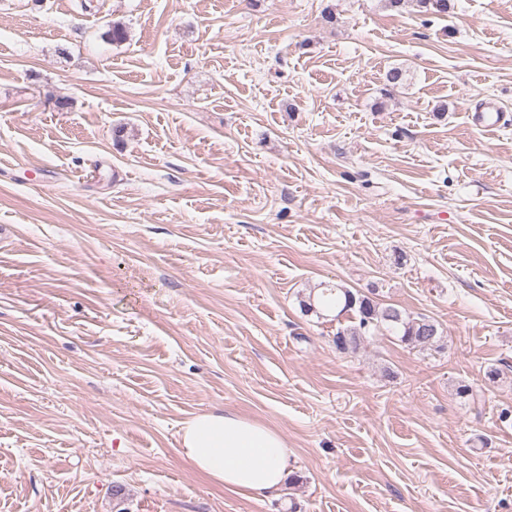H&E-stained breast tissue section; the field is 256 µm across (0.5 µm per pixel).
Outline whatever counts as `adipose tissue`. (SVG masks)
I'll return each mask as SVG.
<instances>
[{"instance_id": "1", "label": "adipose tissue", "mask_w": 512, "mask_h": 512, "mask_svg": "<svg viewBox=\"0 0 512 512\" xmlns=\"http://www.w3.org/2000/svg\"><path fill=\"white\" fill-rule=\"evenodd\" d=\"M180 456L211 482L248 496L276 492L287 475L284 436L232 412H209L184 422Z\"/></svg>"}]
</instances>
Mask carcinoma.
Segmentation results:
<instances>
[{"mask_svg": "<svg viewBox=\"0 0 512 512\" xmlns=\"http://www.w3.org/2000/svg\"><path fill=\"white\" fill-rule=\"evenodd\" d=\"M301 309L317 316L333 313L346 316L350 324L336 331V349L354 352L364 339L386 331L413 348L430 349L438 344L441 335L435 322L426 317H411L393 306H382L370 297L341 286L326 285L311 291L300 302Z\"/></svg>", "mask_w": 512, "mask_h": 512, "instance_id": "cac0c4a2", "label": "carcinoma"}]
</instances>
